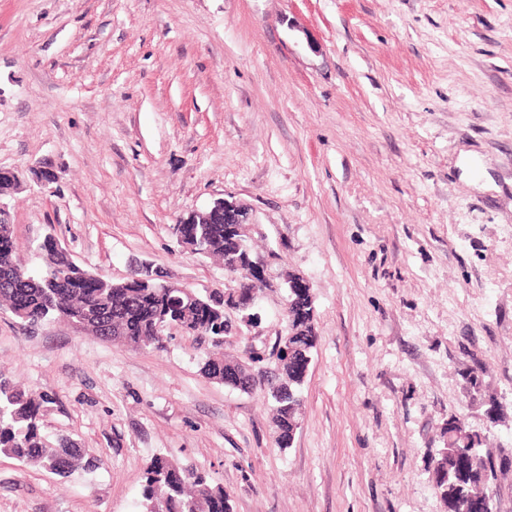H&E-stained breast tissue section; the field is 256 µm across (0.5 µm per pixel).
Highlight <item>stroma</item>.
I'll use <instances>...</instances> for the list:
<instances>
[{
  "label": "stroma",
  "mask_w": 512,
  "mask_h": 512,
  "mask_svg": "<svg viewBox=\"0 0 512 512\" xmlns=\"http://www.w3.org/2000/svg\"><path fill=\"white\" fill-rule=\"evenodd\" d=\"M22 256L51 233L112 281L150 262L203 290L222 265L177 220L227 199L271 276H304L319 343L279 450L261 394L198 371L194 337L135 350L0 314V373L102 466L0 454V512H139L158 454L233 512H446L451 418L512 461V0H0V168ZM228 350L271 348L284 292Z\"/></svg>",
  "instance_id": "stroma-1"
}]
</instances>
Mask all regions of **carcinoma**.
Masks as SVG:
<instances>
[{
  "mask_svg": "<svg viewBox=\"0 0 512 512\" xmlns=\"http://www.w3.org/2000/svg\"><path fill=\"white\" fill-rule=\"evenodd\" d=\"M192 253L224 264L226 274L240 279L235 257L243 249L224 234L222 224H194ZM39 266H27L18 254L11 225L0 212V314L16 320L28 318L40 324L81 316L84 330L101 340L118 342L139 350L163 351L177 329L195 337L203 349L200 373L207 379L245 394L261 392L268 404L278 447H290L288 420L302 419L301 391L305 384L304 363L313 355L318 336L310 319L298 326L293 337L303 352L294 358L278 355L268 371L257 364L252 350L245 356L224 350L237 333L240 322L230 319L220 291H195L196 302L175 299L178 289L166 288L157 280L147 285L128 278L114 282L91 270L80 280H70L71 263L53 236L35 247ZM46 397L19 387L0 375V453L15 458L25 467L50 470L64 478L99 468L101 460L87 455L68 439L49 443L39 421ZM471 442L461 436L448 441L442 463L435 472V487L448 512H479L481 464L471 457ZM233 512L230 494L204 471L183 468L159 455L144 472L140 512Z\"/></svg>",
  "mask_w": 512,
  "mask_h": 512,
  "instance_id": "1",
  "label": "carcinoma"
}]
</instances>
